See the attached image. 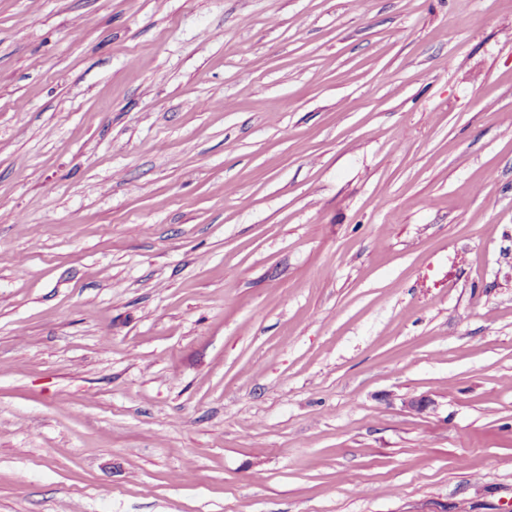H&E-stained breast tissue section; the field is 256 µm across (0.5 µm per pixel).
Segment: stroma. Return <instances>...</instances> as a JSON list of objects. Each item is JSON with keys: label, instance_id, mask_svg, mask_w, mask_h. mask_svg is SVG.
Returning a JSON list of instances; mask_svg holds the SVG:
<instances>
[{"label": "stroma", "instance_id": "1", "mask_svg": "<svg viewBox=\"0 0 512 512\" xmlns=\"http://www.w3.org/2000/svg\"><path fill=\"white\" fill-rule=\"evenodd\" d=\"M0 512H512V0H0Z\"/></svg>", "mask_w": 512, "mask_h": 512}]
</instances>
